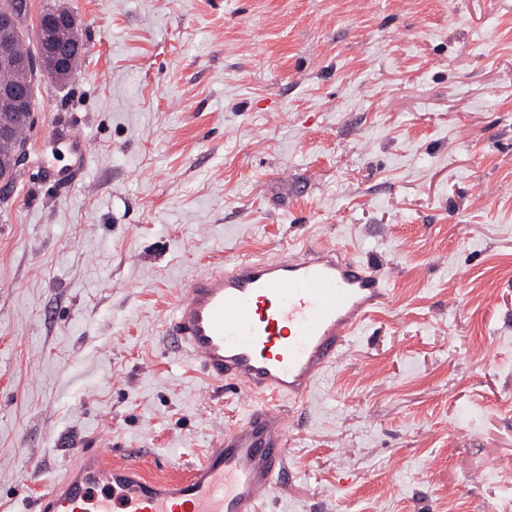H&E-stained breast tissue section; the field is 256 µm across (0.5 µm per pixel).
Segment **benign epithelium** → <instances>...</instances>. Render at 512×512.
<instances>
[{
  "mask_svg": "<svg viewBox=\"0 0 512 512\" xmlns=\"http://www.w3.org/2000/svg\"><path fill=\"white\" fill-rule=\"evenodd\" d=\"M74 24V16L66 10L53 13L52 19L40 30L41 49L38 57L13 58L0 53V64L23 66L43 75H50L58 80L69 79L73 76L72 62L79 53V48H63L56 39V29L61 26ZM18 28V14L10 9L0 11V46L7 45L15 36ZM28 100L27 89L21 86L0 87V110L20 111L26 107Z\"/></svg>",
  "mask_w": 512,
  "mask_h": 512,
  "instance_id": "obj_1",
  "label": "benign epithelium"
}]
</instances>
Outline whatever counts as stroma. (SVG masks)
Instances as JSON below:
<instances>
[{"label":"stroma","mask_w":512,"mask_h":512,"mask_svg":"<svg viewBox=\"0 0 512 512\" xmlns=\"http://www.w3.org/2000/svg\"><path fill=\"white\" fill-rule=\"evenodd\" d=\"M47 6L83 52L38 81L0 192V512L98 435L183 474L251 403L167 347L184 285L317 245L389 301L289 407L262 512H512V0H30V23ZM69 143L71 153L74 156V164L65 175L67 181L76 178L84 170L89 155L87 144L81 135L76 132L71 133Z\"/></svg>","instance_id":"obj_1"}]
</instances>
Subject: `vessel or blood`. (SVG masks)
Masks as SVG:
<instances>
[{
  "mask_svg": "<svg viewBox=\"0 0 512 512\" xmlns=\"http://www.w3.org/2000/svg\"><path fill=\"white\" fill-rule=\"evenodd\" d=\"M76 178L89 151L71 134ZM383 276L336 247L237 257L190 281L166 327L186 360L253 401L186 474L153 478L133 451L85 449L35 512H260L288 472L286 404H300L350 336L388 302Z\"/></svg>",
  "mask_w": 512,
  "mask_h": 512,
  "instance_id": "obj_1",
  "label": "vessel or blood"
}]
</instances>
